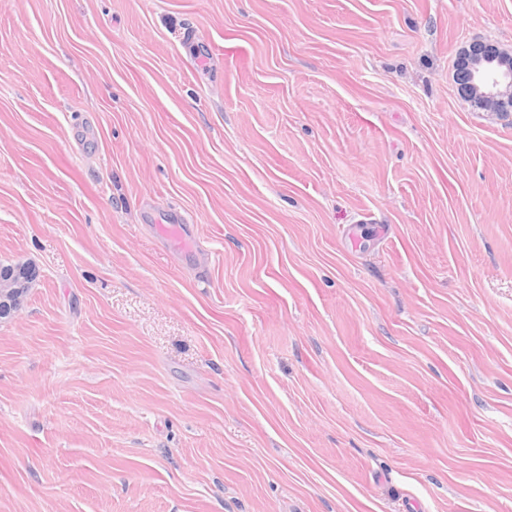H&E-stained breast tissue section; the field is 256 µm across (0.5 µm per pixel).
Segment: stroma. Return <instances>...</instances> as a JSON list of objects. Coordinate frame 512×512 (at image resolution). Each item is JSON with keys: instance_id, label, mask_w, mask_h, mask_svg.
<instances>
[{"instance_id": "35a3bbf8", "label": "stroma", "mask_w": 512, "mask_h": 512, "mask_svg": "<svg viewBox=\"0 0 512 512\" xmlns=\"http://www.w3.org/2000/svg\"><path fill=\"white\" fill-rule=\"evenodd\" d=\"M476 40L512 0H0V512H512ZM0 270V318H11L21 309L24 296L36 278L25 264L2 266Z\"/></svg>"}]
</instances>
